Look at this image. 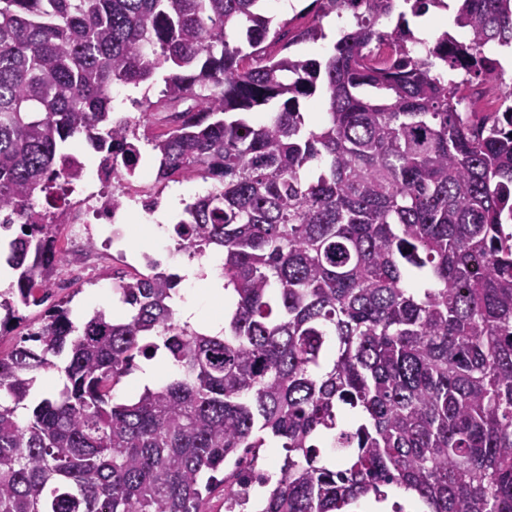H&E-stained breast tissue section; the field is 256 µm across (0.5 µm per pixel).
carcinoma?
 Returning a JSON list of instances; mask_svg holds the SVG:
<instances>
[{
  "label": "carcinoma",
  "mask_w": 512,
  "mask_h": 512,
  "mask_svg": "<svg viewBox=\"0 0 512 512\" xmlns=\"http://www.w3.org/2000/svg\"><path fill=\"white\" fill-rule=\"evenodd\" d=\"M264 2L0 0V213L25 219L0 336L50 297L59 225L32 200L66 204L76 138L130 168L144 138L157 182L211 184L176 239L221 254L231 295L216 336L175 320L167 271L124 282L125 318L47 308L0 353V512H202L232 456L224 512H243L268 436L285 456L260 512H359L395 489L415 512H512V104L462 108L472 80L503 84L483 48L512 46V0H458L465 61L447 31L411 50L407 16L448 0H315L354 19L324 60L289 51L324 38L317 17L269 50ZM161 71L134 100L141 138L112 88ZM161 348L175 374L116 401ZM56 368L57 396L32 402Z\"/></svg>",
  "instance_id": "1"
}]
</instances>
